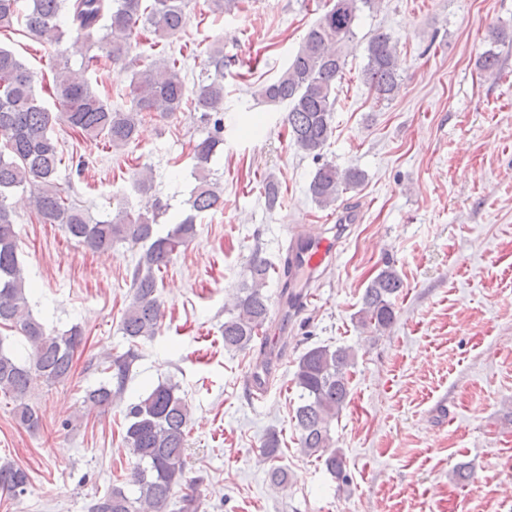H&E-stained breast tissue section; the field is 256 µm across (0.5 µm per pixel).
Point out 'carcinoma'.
Returning a JSON list of instances; mask_svg holds the SVG:
<instances>
[{"instance_id": "carcinoma-1", "label": "carcinoma", "mask_w": 512, "mask_h": 512, "mask_svg": "<svg viewBox=\"0 0 512 512\" xmlns=\"http://www.w3.org/2000/svg\"><path fill=\"white\" fill-rule=\"evenodd\" d=\"M380 2L325 0L324 13L306 32L284 71L260 91L267 104L286 105L283 122L290 141L306 155L320 158L332 137L336 83L346 65L342 48L356 36L359 13L375 9ZM188 4L189 0H0V33L12 32L14 24L21 23L25 33L39 41L59 44L69 33L104 53L89 57L77 71L67 66L53 70L50 90L59 109L53 114L38 101L29 68L12 51L0 47V325L19 330L28 345L22 359L5 352L0 338V395L13 401V417L22 427L39 426V415L27 397L41 382L70 377L74 353L84 336L77 325L63 333L48 329L30 308L31 286L19 260L9 203L13 193L33 186L30 203L36 215L46 224L62 225L91 251H110L120 242L141 246L120 324L133 344L153 338L159 330L163 312L157 272L194 238L197 216L221 201L208 164L224 145V69L235 59L224 55L222 47L212 48L190 92L178 59L135 53L134 34L139 31L146 33L145 40L153 47L177 37L185 27ZM242 4L244 0H207L214 14L231 13ZM365 52L363 83L374 91L376 100H391L401 86L396 43L389 34L376 32L368 38ZM103 57L120 73L131 65L137 67L128 84L131 106L127 110L112 106L94 88L92 74L99 70ZM479 66L491 75L501 72L499 57L492 50L482 54ZM189 92L207 128L206 136L192 148L197 185L191 214L162 235L156 229L161 211L156 202L136 211L121 207L102 221L92 220L85 209L65 202L58 183L62 157L49 134L54 121H63L87 140L101 138L112 148L122 149L135 141L144 116L164 117L178 111ZM133 178L140 194L152 189L150 169L137 170ZM362 181L363 173L357 169L341 170L324 163L316 170L309 192L320 207L328 208L340 193ZM268 279V264L253 260L224 320L225 349L247 348L266 323ZM402 288L398 272L386 265L364 290L358 323L382 332L389 329L395 318L394 300ZM137 357L131 347L108 358L109 380L88 390L86 400L99 408L112 406L124 393ZM354 359L346 347L316 346L300 356L294 372L301 400L294 411L301 451L323 461L328 473L342 480L347 479L344 457L333 444L330 427L349 399ZM177 391L173 384L159 383L127 406L122 442L136 459L128 484L136 487L138 496L131 498L123 487L114 485L90 505L89 512H167L185 472L189 434V406ZM29 484L26 470L8 461L0 463L1 494L21 496Z\"/></svg>"}]
</instances>
